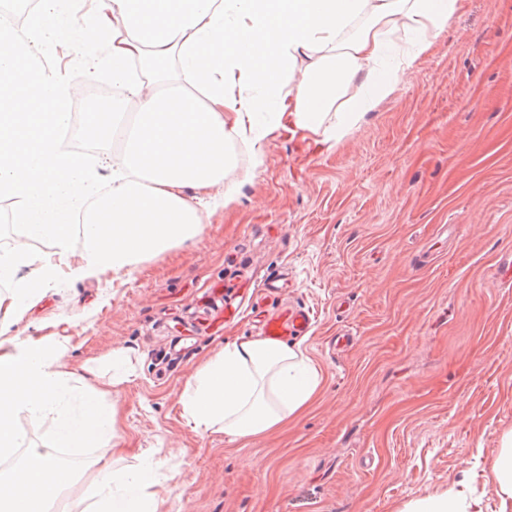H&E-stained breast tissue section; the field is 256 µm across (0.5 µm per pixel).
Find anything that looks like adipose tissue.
I'll list each match as a JSON object with an SVG mask.
<instances>
[{
    "instance_id": "adipose-tissue-1",
    "label": "adipose tissue",
    "mask_w": 512,
    "mask_h": 512,
    "mask_svg": "<svg viewBox=\"0 0 512 512\" xmlns=\"http://www.w3.org/2000/svg\"><path fill=\"white\" fill-rule=\"evenodd\" d=\"M77 0H41L30 31L0 26V195L18 200L15 218L54 257L25 249L0 254V457L22 447L19 414L52 415L53 434L0 474V512H49L79 478L62 448L117 454L116 413L103 394L77 387L52 340L17 338L14 328L58 281L135 266L193 239L210 196L230 172L233 137L260 141L290 118L301 131L342 137L395 93L428 53L459 0H87L92 21L76 26ZM67 41L76 76L34 66L33 49ZM108 77L118 96L91 113L87 135L125 146L112 156V186L98 162L64 144L76 78ZM136 101L134 123L123 108ZM84 251L70 262L74 219ZM320 374L300 348L264 339L225 344L186 382L183 411L196 427L235 440L262 436L306 410ZM23 448V447H22ZM151 456L94 472L91 512H161ZM499 512H512V431L491 464ZM401 512H483L463 491L417 498Z\"/></svg>"
}]
</instances>
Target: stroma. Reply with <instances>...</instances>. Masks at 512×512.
<instances>
[{
  "instance_id": "1",
  "label": "stroma",
  "mask_w": 512,
  "mask_h": 512,
  "mask_svg": "<svg viewBox=\"0 0 512 512\" xmlns=\"http://www.w3.org/2000/svg\"><path fill=\"white\" fill-rule=\"evenodd\" d=\"M234 140L233 202L194 239L131 270L59 279L25 315L28 335L116 410L123 465L161 464L163 512H400L464 486L498 512L490 464L512 430V0H460L434 48L341 140L277 130ZM53 253L24 236L0 198V247ZM280 274L278 295L255 280ZM299 304L312 330L291 344L316 365L319 394L248 442L187 424L191 373L225 342L257 338ZM352 332L346 351L332 336ZM127 349L130 382L105 371ZM66 512L92 501L93 461Z\"/></svg>"
}]
</instances>
